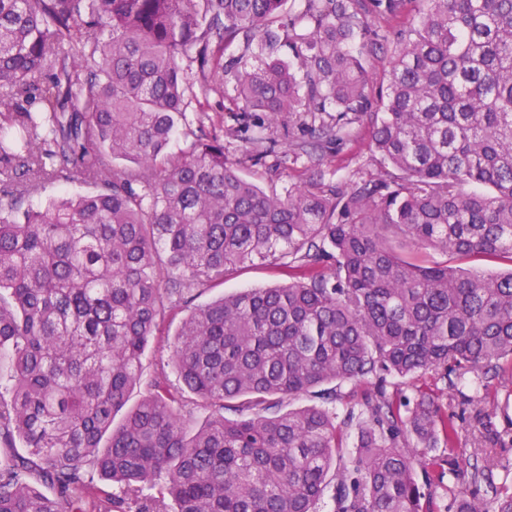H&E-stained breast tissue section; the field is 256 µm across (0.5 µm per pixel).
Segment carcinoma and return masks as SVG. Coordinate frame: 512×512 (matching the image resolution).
<instances>
[{
	"label": "carcinoma",
	"mask_w": 512,
	"mask_h": 512,
	"mask_svg": "<svg viewBox=\"0 0 512 512\" xmlns=\"http://www.w3.org/2000/svg\"><path fill=\"white\" fill-rule=\"evenodd\" d=\"M416 2L0 0V512H319L328 493L334 512H434L419 469L429 486L467 476L455 512H512V485L490 482L512 270L393 245L512 263V0H425L416 23L376 26ZM255 41L269 53L253 64ZM387 52L377 113L368 62ZM185 58L202 91L233 84L199 124L234 112L261 132L296 114L285 156L313 158L367 117L382 169L278 195L215 133L169 153L197 98ZM71 174L95 191L21 209ZM288 259L286 286L189 308L181 390L143 377L172 308L239 264ZM440 368L470 378L473 423L426 392L401 411L399 386ZM304 395L322 403L277 411ZM343 397L359 413L340 417ZM463 434L484 462L469 472ZM427 258L431 261H438L443 262L446 259H448V265H458L467 269H473L476 268L481 271L485 272H500V271H507L510 269V265L508 262H501V261H489V260H465V261H459L453 257H451L448 254V257L434 251H427Z\"/></svg>",
	"instance_id": "obj_1"
}]
</instances>
